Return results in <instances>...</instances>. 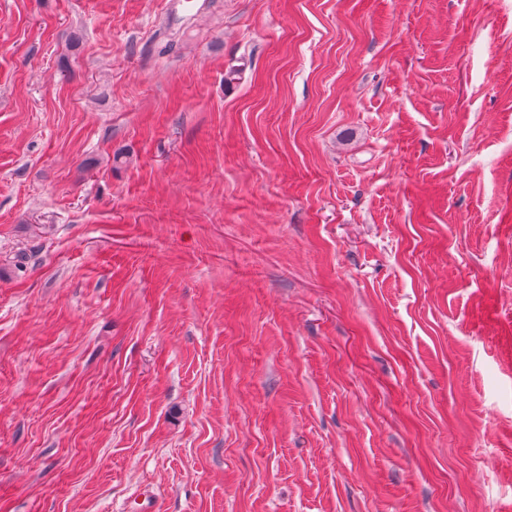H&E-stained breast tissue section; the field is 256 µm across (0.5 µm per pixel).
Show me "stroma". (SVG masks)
<instances>
[{
	"instance_id": "obj_1",
	"label": "stroma",
	"mask_w": 512,
	"mask_h": 512,
	"mask_svg": "<svg viewBox=\"0 0 512 512\" xmlns=\"http://www.w3.org/2000/svg\"><path fill=\"white\" fill-rule=\"evenodd\" d=\"M147 492L512 512V0H0V512Z\"/></svg>"
}]
</instances>
